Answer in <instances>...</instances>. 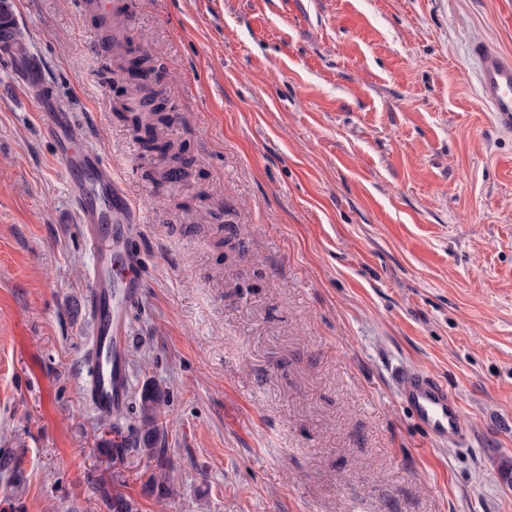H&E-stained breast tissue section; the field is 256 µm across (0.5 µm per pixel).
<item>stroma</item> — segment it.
I'll return each instance as SVG.
<instances>
[{
    "instance_id": "stroma-1",
    "label": "stroma",
    "mask_w": 512,
    "mask_h": 512,
    "mask_svg": "<svg viewBox=\"0 0 512 512\" xmlns=\"http://www.w3.org/2000/svg\"><path fill=\"white\" fill-rule=\"evenodd\" d=\"M0 51V512H106L81 386L91 255L43 112H71L139 217L132 387L166 388L176 495L138 512H512V132L468 53L512 0H112L153 54L188 184L154 181L77 0H10ZM423 370L471 429L432 440ZM10 46L14 47L13 66L20 72H31L35 68V59L31 57L25 47L26 33L16 28L9 31ZM31 57V58H30ZM398 390L412 416L433 439L453 445L468 438L460 404L440 380L423 371H406L399 377Z\"/></svg>"
}]
</instances>
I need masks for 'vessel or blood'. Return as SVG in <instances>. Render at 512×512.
I'll return each instance as SVG.
<instances>
[{"label": "vessel or blood", "mask_w": 512, "mask_h": 512, "mask_svg": "<svg viewBox=\"0 0 512 512\" xmlns=\"http://www.w3.org/2000/svg\"><path fill=\"white\" fill-rule=\"evenodd\" d=\"M469 53L478 63L482 99L497 122L512 129V56L484 41L472 43ZM43 131L62 163L92 256L87 303L89 370L83 389L94 412L108 416L130 399L129 316L141 288L127 252L133 205L113 181L111 163L80 143L68 113H48ZM398 390L433 439L452 445L467 439L460 404L440 380L423 371H407L399 377Z\"/></svg>", "instance_id": "vessel-or-blood-1"}]
</instances>
